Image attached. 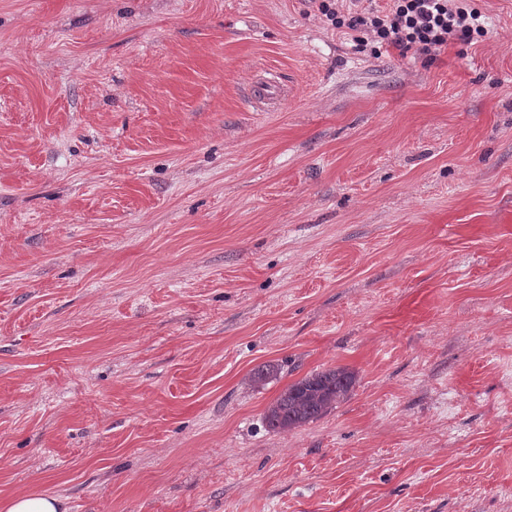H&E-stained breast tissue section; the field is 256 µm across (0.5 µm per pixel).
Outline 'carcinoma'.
<instances>
[{"label":"carcinoma","mask_w":512,"mask_h":512,"mask_svg":"<svg viewBox=\"0 0 512 512\" xmlns=\"http://www.w3.org/2000/svg\"><path fill=\"white\" fill-rule=\"evenodd\" d=\"M355 384V374L339 366L310 373L288 387L266 408L263 421L274 431H291L306 425L345 401Z\"/></svg>","instance_id":"1"}]
</instances>
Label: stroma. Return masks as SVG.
Returning a JSON list of instances; mask_svg holds the SVG:
<instances>
[{
	"mask_svg": "<svg viewBox=\"0 0 512 512\" xmlns=\"http://www.w3.org/2000/svg\"><path fill=\"white\" fill-rule=\"evenodd\" d=\"M319 4L0 0L1 500L512 512V0L431 56ZM355 384V374L339 366L310 373L288 387L266 408L263 421L274 431H291L325 415L345 401Z\"/></svg>",
	"mask_w": 512,
	"mask_h": 512,
	"instance_id": "1",
	"label": "stroma"
}]
</instances>
